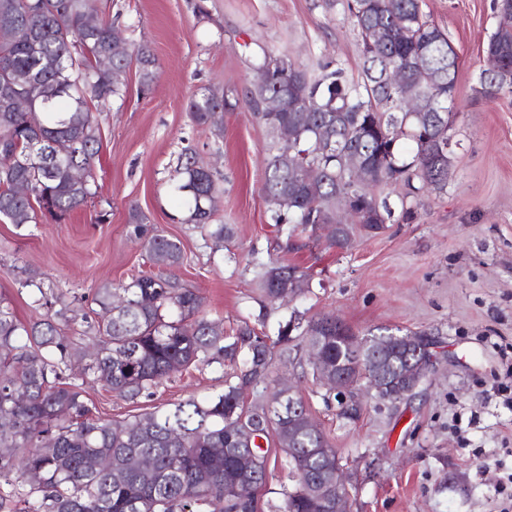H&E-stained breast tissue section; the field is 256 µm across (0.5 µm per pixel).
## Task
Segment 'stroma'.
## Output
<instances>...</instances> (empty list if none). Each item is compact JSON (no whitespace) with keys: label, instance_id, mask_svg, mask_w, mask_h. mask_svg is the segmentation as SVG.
<instances>
[{"label":"stroma","instance_id":"35a3bbf8","mask_svg":"<svg viewBox=\"0 0 512 512\" xmlns=\"http://www.w3.org/2000/svg\"><path fill=\"white\" fill-rule=\"evenodd\" d=\"M130 47L157 60L150 91L137 70L123 98L100 114L99 186L86 206L39 223L0 221V300L28 324L57 309L61 335L79 339L96 288L120 287L154 266L133 241L130 208L179 239L176 276L204 298L210 321L240 322L276 336L291 312L310 321L333 316L359 336L421 333L434 367L409 398L387 406L369 399L358 419L340 417L336 400L312 377L306 348L276 363L354 476L352 512H503L512 507V94L481 97L486 45L501 22L493 0H424L432 24L459 56L452 106L448 185L424 191L412 220L360 234L348 250L310 233L278 232L262 191L268 132L246 103L257 52L300 68L342 63L360 79L361 37L342 0H97ZM224 95V133L196 124L190 97ZM213 162L223 190L213 224L233 237L216 247L212 226L185 223L171 185L185 153ZM275 263L313 274L309 291L263 308L258 281ZM36 278L41 288L26 286ZM46 304H38V296ZM225 370L201 365L163 379L129 401L86 378L83 396L98 415L123 420L219 391Z\"/></svg>","mask_w":512,"mask_h":512}]
</instances>
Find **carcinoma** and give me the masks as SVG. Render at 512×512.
I'll return each mask as SVG.
<instances>
[{
	"label": "carcinoma",
	"mask_w": 512,
	"mask_h": 512,
	"mask_svg": "<svg viewBox=\"0 0 512 512\" xmlns=\"http://www.w3.org/2000/svg\"><path fill=\"white\" fill-rule=\"evenodd\" d=\"M86 0H0V84L22 89L29 103L11 107L0 97V220L35 224L45 209L65 216L94 197V169L100 162L102 135L94 109L125 93L126 74L135 66L144 87L155 80L156 59L136 48L97 67L101 56L123 33L116 21L102 18L86 26ZM354 28L362 39L363 77L349 79L342 65L322 67L318 75L275 58L262 50L257 69L269 74L266 87L252 89L248 106L255 111L264 95L288 92L294 108L280 113L291 128L294 161L278 160L268 147L263 192L266 198L288 195V206L271 210L277 228L324 231L327 247L341 250L353 244V229L336 228V204L359 198L385 220L395 210L377 204L371 189L402 184L400 217L413 218L412 200L431 186L448 185L449 160L439 164L432 154L438 128L452 138L450 104L456 89L458 56L448 37L424 20L419 0H346ZM389 29L391 38L375 41L369 32ZM432 59L438 81L417 87L418 97L434 109L422 123L402 111V91L387 84L388 69L410 68L421 51ZM487 52L497 56L500 73L481 72L478 93L494 100L512 94V26L491 35ZM224 96L213 91L193 95L189 103L195 122L222 133ZM347 153L364 161V177L352 179L344 163ZM86 180L74 179L75 170ZM173 192L194 224L210 223L222 193L214 174L190 155L178 169ZM19 181L33 193L14 191ZM129 224L133 238L159 268L156 275L131 279L119 289L105 286L93 301L108 317L94 328L96 342L65 343L57 318L63 310L26 325L0 301V485L12 487L24 512H257V493L270 477L267 451L252 440L225 431L224 421L255 427V436L274 437L288 467L314 481L306 495L299 483L280 492L275 512H331L328 507L333 471L340 461L336 448L320 429L288 425L270 409L260 390L273 371V354L288 359L291 323L276 338L244 323L232 336L203 314V298L179 285L174 270L182 264L183 246L158 229L150 230L133 208ZM309 276L294 265L269 267L261 294L277 301L273 272ZM352 335L326 337L320 343L325 358L343 372H353ZM407 344L388 348L385 365L404 366ZM241 366L224 379L209 398L169 404L133 420L95 417L82 398L78 380L91 375L116 395L135 400L160 380L199 362ZM254 400L246 404L244 389ZM229 453H224V449ZM134 455L150 461L148 471L127 466ZM91 457L108 461L105 469L87 467Z\"/></svg>",
	"instance_id": "obj_1"
}]
</instances>
